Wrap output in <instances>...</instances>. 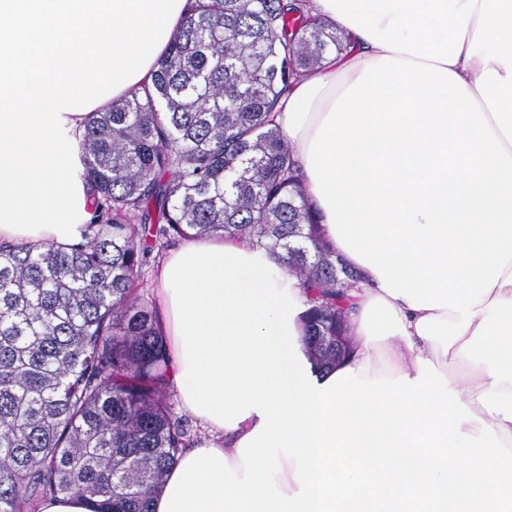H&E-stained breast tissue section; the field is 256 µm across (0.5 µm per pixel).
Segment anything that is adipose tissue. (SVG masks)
<instances>
[{
    "label": "adipose tissue",
    "mask_w": 512,
    "mask_h": 512,
    "mask_svg": "<svg viewBox=\"0 0 512 512\" xmlns=\"http://www.w3.org/2000/svg\"><path fill=\"white\" fill-rule=\"evenodd\" d=\"M189 0H0V242L79 241L86 123L151 80ZM350 49L276 122L365 280L326 376L306 297L249 240L156 265L202 442L154 512H512V0H311Z\"/></svg>",
    "instance_id": "ef3b65f1"
}]
</instances>
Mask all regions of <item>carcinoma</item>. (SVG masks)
<instances>
[{"instance_id": "carcinoma-1", "label": "carcinoma", "mask_w": 512, "mask_h": 512, "mask_svg": "<svg viewBox=\"0 0 512 512\" xmlns=\"http://www.w3.org/2000/svg\"><path fill=\"white\" fill-rule=\"evenodd\" d=\"M310 0H192L151 85L88 120L82 241L0 242V512L78 494L153 512L191 445L166 387L168 339L142 268L188 238L247 236L299 279L317 371L349 354L360 280L326 242L273 116L303 72L348 49Z\"/></svg>"}]
</instances>
